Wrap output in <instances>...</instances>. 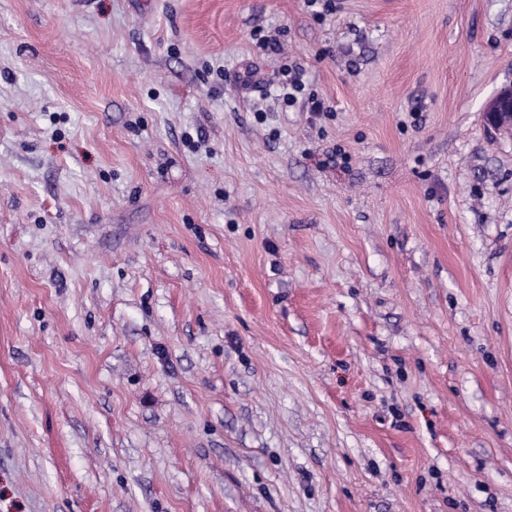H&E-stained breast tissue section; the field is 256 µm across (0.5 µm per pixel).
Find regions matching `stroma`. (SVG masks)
Returning <instances> with one entry per match:
<instances>
[{
	"label": "stroma",
	"instance_id": "obj_1",
	"mask_svg": "<svg viewBox=\"0 0 512 512\" xmlns=\"http://www.w3.org/2000/svg\"><path fill=\"white\" fill-rule=\"evenodd\" d=\"M335 5L0 0V512H512V0ZM282 75L286 78L281 85L279 96L285 106L292 107L297 103L298 94L305 89V73L302 67L295 64L293 66L284 65ZM484 126L493 132H512V86L487 101L482 110Z\"/></svg>",
	"mask_w": 512,
	"mask_h": 512
}]
</instances>
